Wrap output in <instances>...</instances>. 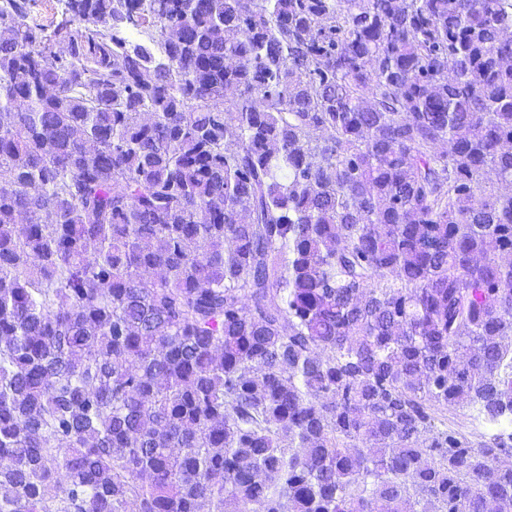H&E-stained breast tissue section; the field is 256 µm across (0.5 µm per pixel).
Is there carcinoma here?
<instances>
[{
	"label": "carcinoma",
	"mask_w": 512,
	"mask_h": 512,
	"mask_svg": "<svg viewBox=\"0 0 512 512\" xmlns=\"http://www.w3.org/2000/svg\"><path fill=\"white\" fill-rule=\"evenodd\" d=\"M67 4L0 0V512H512V0ZM29 15L30 22L48 24L64 10V0H34Z\"/></svg>",
	"instance_id": "cac0c4a2"
}]
</instances>
